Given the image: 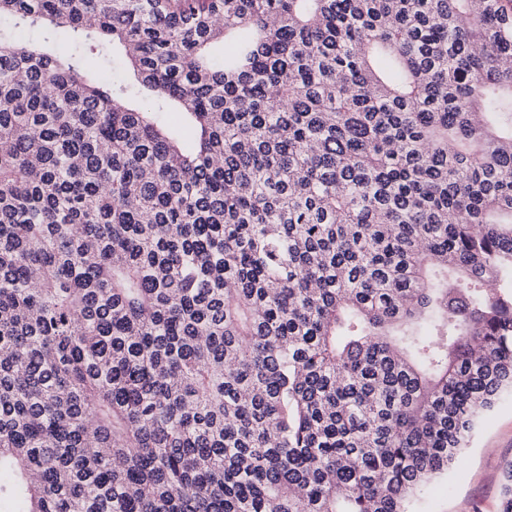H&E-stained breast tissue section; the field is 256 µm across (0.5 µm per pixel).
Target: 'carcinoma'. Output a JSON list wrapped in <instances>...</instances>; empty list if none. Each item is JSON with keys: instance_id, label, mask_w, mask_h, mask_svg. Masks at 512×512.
Returning a JSON list of instances; mask_svg holds the SVG:
<instances>
[{"instance_id": "carcinoma-1", "label": "carcinoma", "mask_w": 512, "mask_h": 512, "mask_svg": "<svg viewBox=\"0 0 512 512\" xmlns=\"http://www.w3.org/2000/svg\"><path fill=\"white\" fill-rule=\"evenodd\" d=\"M2 20L0 512H407L512 391V0Z\"/></svg>"}]
</instances>
